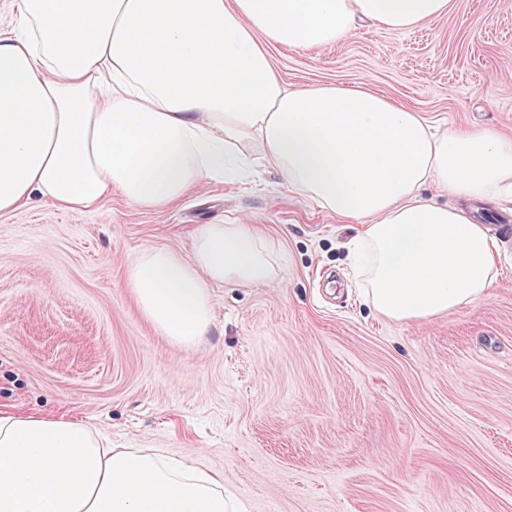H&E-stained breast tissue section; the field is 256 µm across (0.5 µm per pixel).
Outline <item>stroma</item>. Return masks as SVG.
<instances>
[{"instance_id": "stroma-1", "label": "stroma", "mask_w": 512, "mask_h": 512, "mask_svg": "<svg viewBox=\"0 0 512 512\" xmlns=\"http://www.w3.org/2000/svg\"><path fill=\"white\" fill-rule=\"evenodd\" d=\"M291 87L365 85L435 125L512 134V0L362 25L310 51L278 45ZM257 224L280 278L212 289L191 346L143 317L127 263L192 255L200 224ZM512 202L476 214L500 243L490 297L450 316L375 315L346 259L355 227L274 171L154 210L41 199L0 215V409L89 423L222 474L242 512H512Z\"/></svg>"}]
</instances>
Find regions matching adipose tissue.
<instances>
[{"label":"adipose tissue","instance_id":"1","mask_svg":"<svg viewBox=\"0 0 512 512\" xmlns=\"http://www.w3.org/2000/svg\"><path fill=\"white\" fill-rule=\"evenodd\" d=\"M450 0H14L0 38V213L41 196L91 210L111 193L161 209L227 170L272 169L360 222L364 303L411 323L488 299L498 248L467 209L512 190V137L439 128L367 86L286 85L268 48L306 51L361 22L407 30ZM280 274L247 219L202 224L192 256L143 249L127 286L157 331L190 345L211 289ZM0 512H236L224 479L149 448L105 447L76 419L0 411Z\"/></svg>","mask_w":512,"mask_h":512}]
</instances>
